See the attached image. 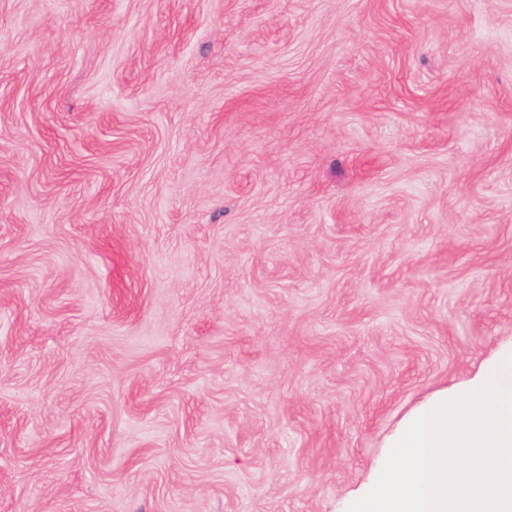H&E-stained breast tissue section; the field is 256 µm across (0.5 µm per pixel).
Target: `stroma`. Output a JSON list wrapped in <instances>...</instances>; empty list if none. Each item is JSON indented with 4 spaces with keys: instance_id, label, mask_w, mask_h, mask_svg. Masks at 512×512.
I'll use <instances>...</instances> for the list:
<instances>
[{
    "instance_id": "35a3bbf8",
    "label": "stroma",
    "mask_w": 512,
    "mask_h": 512,
    "mask_svg": "<svg viewBox=\"0 0 512 512\" xmlns=\"http://www.w3.org/2000/svg\"><path fill=\"white\" fill-rule=\"evenodd\" d=\"M512 341V0H0V512H348Z\"/></svg>"
}]
</instances>
